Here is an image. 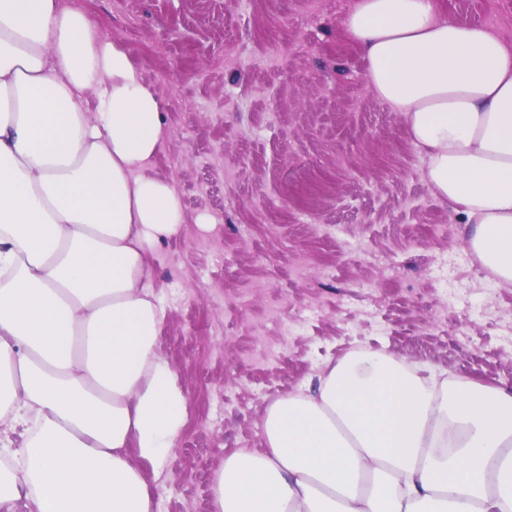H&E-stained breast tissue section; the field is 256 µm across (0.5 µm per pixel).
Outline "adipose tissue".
Masks as SVG:
<instances>
[{
	"label": "adipose tissue",
	"mask_w": 512,
	"mask_h": 512,
	"mask_svg": "<svg viewBox=\"0 0 512 512\" xmlns=\"http://www.w3.org/2000/svg\"><path fill=\"white\" fill-rule=\"evenodd\" d=\"M343 34L471 253L512 286V43L437 0H354ZM161 103L63 0H0V507L153 512L188 418L152 258L184 222L150 169ZM214 512H512V388L361 349L264 410Z\"/></svg>",
	"instance_id": "obj_1"
}]
</instances>
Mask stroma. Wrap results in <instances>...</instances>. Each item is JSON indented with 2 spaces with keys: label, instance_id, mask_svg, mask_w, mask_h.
I'll list each match as a JSON object with an SVG mask.
<instances>
[{
  "label": "stroma",
  "instance_id": "obj_1",
  "mask_svg": "<svg viewBox=\"0 0 512 512\" xmlns=\"http://www.w3.org/2000/svg\"><path fill=\"white\" fill-rule=\"evenodd\" d=\"M63 2L159 98L169 137L153 173L186 216L152 259L157 345L189 397L147 478L157 512H213L216 473L261 447L265 407L355 350L512 387V286L485 284L400 115L370 91L341 32L351 0ZM440 3L512 39V0Z\"/></svg>",
  "mask_w": 512,
  "mask_h": 512
}]
</instances>
